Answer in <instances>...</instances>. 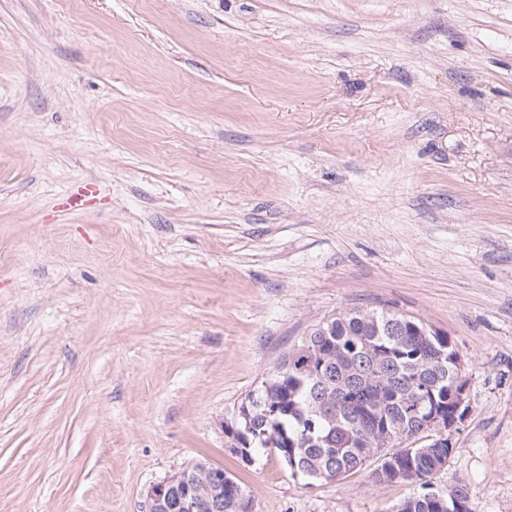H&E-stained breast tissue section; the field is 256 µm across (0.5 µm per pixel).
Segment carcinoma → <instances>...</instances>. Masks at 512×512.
<instances>
[{
	"mask_svg": "<svg viewBox=\"0 0 512 512\" xmlns=\"http://www.w3.org/2000/svg\"><path fill=\"white\" fill-rule=\"evenodd\" d=\"M422 321L385 309L351 308L314 329L285 353L276 369L251 391L240 409L231 447L256 452L275 449L288 457L292 475L309 483L326 475L359 470L377 447L378 434L389 438L386 475L379 482L417 483L421 492L397 505L396 512H456L454 502L432 490V476L453 449L437 436L413 443L427 430L432 413L453 418L457 392L467 384L459 375L458 352L447 335L422 338L413 326ZM223 512H243L250 502L245 488L224 477Z\"/></svg>",
	"mask_w": 512,
	"mask_h": 512,
	"instance_id": "cac0c4a2",
	"label": "carcinoma"
}]
</instances>
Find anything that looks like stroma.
<instances>
[{
	"mask_svg": "<svg viewBox=\"0 0 512 512\" xmlns=\"http://www.w3.org/2000/svg\"><path fill=\"white\" fill-rule=\"evenodd\" d=\"M446 333L432 478L512 512V0H0V512H392L222 428L341 311ZM210 467L207 479L220 488H222V484L224 486L220 492V496H224V498L219 499L216 507H219L221 505L220 501L223 500L224 509L222 512H244L243 510L247 508L250 502V495L245 488L231 476H224V472L219 471L215 466L210 464ZM247 510L251 511V503ZM192 467L193 466L185 468L170 478L151 487L147 495L148 509L150 512H167L169 510V503L170 509L172 510L169 512H180L177 509L180 488L176 485L180 486L183 490L178 507L182 512H195L197 509L195 488L197 486L198 477L194 471H190Z\"/></svg>",
	"mask_w": 512,
	"mask_h": 512,
	"instance_id": "stroma-1",
	"label": "stroma"
}]
</instances>
